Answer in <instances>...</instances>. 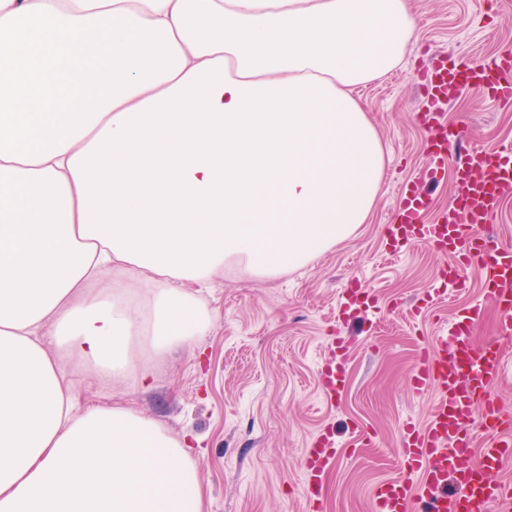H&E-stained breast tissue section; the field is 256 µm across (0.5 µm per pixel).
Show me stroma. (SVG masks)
<instances>
[{
	"instance_id": "obj_1",
	"label": "stroma",
	"mask_w": 512,
	"mask_h": 512,
	"mask_svg": "<svg viewBox=\"0 0 512 512\" xmlns=\"http://www.w3.org/2000/svg\"><path fill=\"white\" fill-rule=\"evenodd\" d=\"M416 33L400 67L359 91L386 155L374 209L347 239L304 267L256 277L235 266L213 279L207 296L213 320L191 347L155 361L150 390L133 381L99 379L79 370L82 400L122 403L199 445L203 512H309L302 459L309 440L331 428L339 445L325 476L319 512H372L378 485L404 478L398 448L406 423L425 422L432 396L415 395L411 375L422 338L434 336L466 307L481 302L471 326L479 343L498 342L504 374L494 396L512 409V335L498 331L501 313L477 270L466 285L445 288L447 256L425 245L385 254L381 231L402 185L424 180L428 140L417 121L427 106L421 75L446 51L488 59L512 49V0H412ZM460 130L455 153L512 145V105L465 94L445 108ZM372 293L376 310L344 312L350 283ZM425 313L412 310L424 293ZM346 346L347 380L324 400L317 367L332 338ZM370 446H354L358 434Z\"/></svg>"
}]
</instances>
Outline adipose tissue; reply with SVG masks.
<instances>
[{
  "label": "adipose tissue",
  "instance_id": "adipose-tissue-1",
  "mask_svg": "<svg viewBox=\"0 0 512 512\" xmlns=\"http://www.w3.org/2000/svg\"><path fill=\"white\" fill-rule=\"evenodd\" d=\"M409 0H0V512H202L187 437L81 406L205 335L198 286L278 276L365 223L358 89Z\"/></svg>",
  "mask_w": 512,
  "mask_h": 512
}]
</instances>
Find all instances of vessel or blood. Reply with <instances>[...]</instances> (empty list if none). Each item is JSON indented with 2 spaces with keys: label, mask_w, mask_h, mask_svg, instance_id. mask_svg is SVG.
Here are the masks:
<instances>
[{
  "label": "vessel or blood",
  "mask_w": 512,
  "mask_h": 512,
  "mask_svg": "<svg viewBox=\"0 0 512 512\" xmlns=\"http://www.w3.org/2000/svg\"><path fill=\"white\" fill-rule=\"evenodd\" d=\"M432 110L418 121L429 134V173L446 167L456 144L441 105L461 92H475L512 104V51L485 63L441 54L425 73ZM456 203L438 218L424 222L426 197L412 186H402L394 218L385 225L388 255L398 256L415 244L428 245L439 254H452L442 281L464 287V270L481 271L490 297L503 318L500 331L512 334V247L475 234L477 226L493 221L503 201L512 198V148H492L467 158L456 167ZM480 306H471L466 321L449 323L439 335L424 341L411 377L416 395L433 394L432 413L424 424L407 423L399 455L410 477L379 485L373 512H512V486L497 474L512 461V442L503 432L512 429V411L501 407L492 394L501 373L503 354L496 343H474L469 325L480 319ZM324 396H332L346 383L345 355L340 343L329 345L320 367ZM486 412L482 446H475L471 427L477 408ZM336 455L333 432L322 430L306 449L302 482L312 512L323 497V476Z\"/></svg>",
  "instance_id": "1"
}]
</instances>
